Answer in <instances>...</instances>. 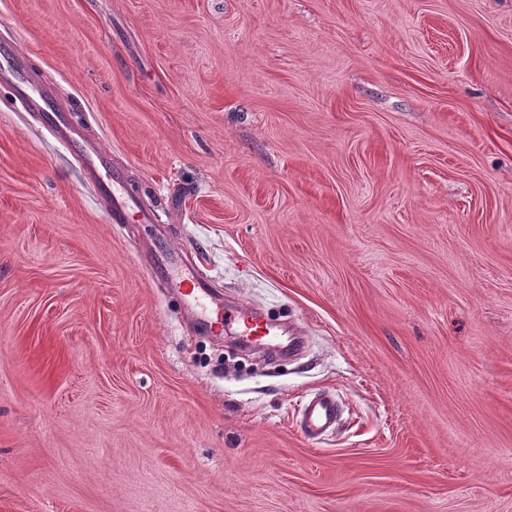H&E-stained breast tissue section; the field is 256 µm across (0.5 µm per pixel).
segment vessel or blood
<instances>
[{
  "instance_id": "vessel-or-blood-1",
  "label": "vessel or blood",
  "mask_w": 512,
  "mask_h": 512,
  "mask_svg": "<svg viewBox=\"0 0 512 512\" xmlns=\"http://www.w3.org/2000/svg\"><path fill=\"white\" fill-rule=\"evenodd\" d=\"M0 84L8 87L16 111L39 113L44 125L78 158L84 182L107 204L109 223H159L158 213L143 208L129 192L124 171L113 164L110 153L87 137V124L78 115V103L59 106L30 71L23 54L5 39H0ZM235 321L246 336L267 340L275 334L274 325L247 310L239 311ZM300 415L301 428L308 437H324L336 426V402L323 395L309 397L301 403Z\"/></svg>"
}]
</instances>
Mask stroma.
<instances>
[{"label":"stroma","instance_id":"stroma-1","mask_svg":"<svg viewBox=\"0 0 512 512\" xmlns=\"http://www.w3.org/2000/svg\"><path fill=\"white\" fill-rule=\"evenodd\" d=\"M2 36L161 221L0 85V512H512V0H0ZM240 307L307 352L225 365ZM301 428L308 437L322 438L336 426V402L328 396H312L300 404Z\"/></svg>","mask_w":512,"mask_h":512}]
</instances>
